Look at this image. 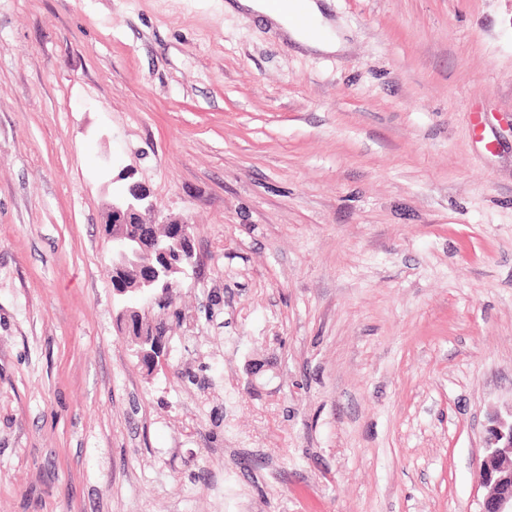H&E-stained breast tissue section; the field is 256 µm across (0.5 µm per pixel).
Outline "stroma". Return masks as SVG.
<instances>
[{"label": "stroma", "mask_w": 512, "mask_h": 512, "mask_svg": "<svg viewBox=\"0 0 512 512\" xmlns=\"http://www.w3.org/2000/svg\"><path fill=\"white\" fill-rule=\"evenodd\" d=\"M0 0V512H480L512 409V0ZM197 263L147 373L103 218ZM321 0H304V8L298 5L293 21V2L282 3L279 8L274 7L269 0H227L224 9L229 12H238L255 16H263L274 27L302 48L320 53H336L344 48V44L337 35L332 24L325 18ZM307 13V14H306ZM308 16L314 22L319 34L312 35L307 29L310 27Z\"/></svg>", "instance_id": "35a3bbf8"}]
</instances>
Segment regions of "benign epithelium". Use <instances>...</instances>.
<instances>
[{"label":"benign epithelium","instance_id":"7a95c632","mask_svg":"<svg viewBox=\"0 0 512 512\" xmlns=\"http://www.w3.org/2000/svg\"><path fill=\"white\" fill-rule=\"evenodd\" d=\"M156 208L150 193L138 184L112 196L106 210L105 232L112 240V267L123 269L125 262L144 254L157 259V265L140 274L134 291L141 299V307H125L122 318L136 312L152 309L158 297L155 289L160 283L176 282L175 275H183L196 263L194 242L187 239L182 248L172 254L165 244L149 232L148 220ZM479 482L488 488L480 512H512V409L492 418L487 428L485 455L479 468Z\"/></svg>","mask_w":512,"mask_h":512}]
</instances>
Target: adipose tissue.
I'll use <instances>...</instances> for the list:
<instances>
[{
    "label": "adipose tissue",
    "instance_id": "ef3b65f1",
    "mask_svg": "<svg viewBox=\"0 0 512 512\" xmlns=\"http://www.w3.org/2000/svg\"><path fill=\"white\" fill-rule=\"evenodd\" d=\"M224 8L229 12L255 15L269 20L290 41L311 52L335 53L344 47L332 24L323 14L322 0H304L305 11L316 26L312 32L294 23L291 0H285L278 7L273 6L270 0H226Z\"/></svg>",
    "mask_w": 512,
    "mask_h": 512
}]
</instances>
